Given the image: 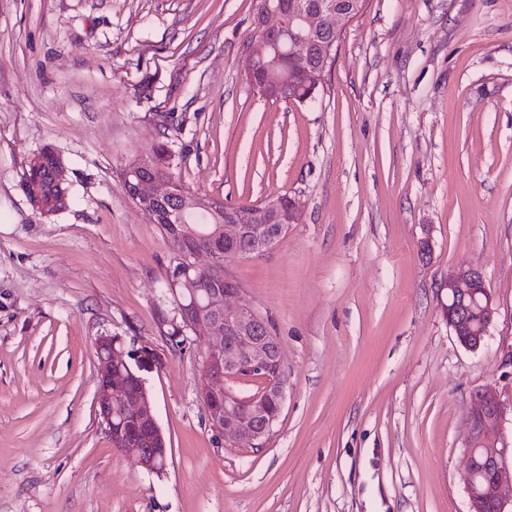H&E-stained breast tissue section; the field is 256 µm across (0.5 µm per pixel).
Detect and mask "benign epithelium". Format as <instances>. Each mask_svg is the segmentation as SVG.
<instances>
[{
	"label": "benign epithelium",
	"instance_id": "7a95c632",
	"mask_svg": "<svg viewBox=\"0 0 512 512\" xmlns=\"http://www.w3.org/2000/svg\"><path fill=\"white\" fill-rule=\"evenodd\" d=\"M255 6L254 40L251 41L243 81L248 88L269 98L283 91L288 73L269 64L271 56L289 55L304 67L311 86L322 84L332 49L322 62L309 64L314 39L328 28L341 33L349 20L345 7L337 0H320L309 8L300 3L285 6L278 0H259ZM265 66L262 78H255L254 66ZM30 166L48 172L60 195L58 208L66 206L68 187L64 166L58 155L45 148L30 160ZM123 183L130 189L137 207L149 219L173 225L177 239L172 246L169 271L170 293L180 323L196 337L200 345V367L204 382L199 395L206 407L215 435L237 447L260 449L275 425L284 403L282 348L272 353L278 338L268 318L254 308L232 302L239 294L238 282L230 272L240 258L270 250L297 223L301 203L296 198L259 204L223 206L216 201L177 188L173 176L145 173L142 167L124 170ZM206 213L214 220L200 241L199 235L186 236L182 224L189 214ZM208 258L201 264L199 256ZM224 266V287L207 290L203 279L216 266ZM440 291L443 317L457 341L470 351L484 347L498 307L480 269L462 265L448 277ZM97 388L95 412L113 446L135 459L149 473L167 469L170 448L158 423L155 407L145 381L125 358L121 341L111 335L95 338ZM256 376L265 388L247 399L248 418L237 416L241 398L233 388L240 379ZM512 415V403L506 404L499 391L485 388L471 398L467 411V462L463 476L468 512H483L491 506L495 512H512V448L489 431ZM492 470L490 483L483 487L470 479L478 462Z\"/></svg>",
	"mask_w": 512,
	"mask_h": 512
}]
</instances>
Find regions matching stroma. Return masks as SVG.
Instances as JSON below:
<instances>
[{
    "label": "stroma",
    "mask_w": 512,
    "mask_h": 512,
    "mask_svg": "<svg viewBox=\"0 0 512 512\" xmlns=\"http://www.w3.org/2000/svg\"><path fill=\"white\" fill-rule=\"evenodd\" d=\"M253 9L0 0V512H467L470 396L512 399V0H365L304 104L243 83ZM160 143L201 196L302 203L231 267L283 351L257 451L215 438L199 348L168 336L172 248L120 177ZM47 147L71 196L53 214L22 188ZM461 265L499 308L476 352L438 301ZM103 333L146 381L163 474L96 417Z\"/></svg>",
    "instance_id": "obj_1"
}]
</instances>
